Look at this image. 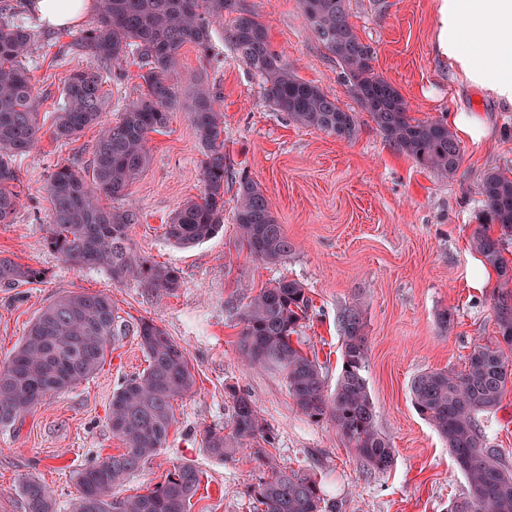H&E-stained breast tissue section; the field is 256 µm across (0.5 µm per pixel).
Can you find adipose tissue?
I'll return each mask as SVG.
<instances>
[{"label": "adipose tissue", "instance_id": "ef3b65f1", "mask_svg": "<svg viewBox=\"0 0 512 512\" xmlns=\"http://www.w3.org/2000/svg\"><path fill=\"white\" fill-rule=\"evenodd\" d=\"M99 0H29V8L51 28L75 27L97 11ZM436 52L451 77L512 109V0H439ZM487 37L474 46L469 28Z\"/></svg>", "mask_w": 512, "mask_h": 512}]
</instances>
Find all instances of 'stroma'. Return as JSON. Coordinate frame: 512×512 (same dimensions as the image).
<instances>
[{
	"mask_svg": "<svg viewBox=\"0 0 512 512\" xmlns=\"http://www.w3.org/2000/svg\"><path fill=\"white\" fill-rule=\"evenodd\" d=\"M8 2L15 22L38 30L25 64L40 96L41 131L36 147L13 161L20 206L13 223L0 224V256L43 269L46 277L0 288V364L54 299L105 293L126 324L147 318L165 329L186 349L195 376L192 391L173 403L175 423L166 444L114 488L115 496L146 492L174 464L186 462L203 473L191 512H253L251 492L275 467L313 475L325 498L342 501V512H448L466 481L445 439L415 410L410 385L425 371H463L472 346L497 336L498 277L479 290L467 277L477 256L471 245L475 230L500 234L477 184L489 170L512 168V111L450 82L448 66L435 52L436 0H350V21L374 47L375 70L398 89L412 117L449 120L467 111L490 120L488 140L461 141L462 162L449 179L419 166L383 137L310 30L300 0L240 4L259 15L272 50L291 70L355 112L351 139L298 125L269 106L258 78L225 41L223 24L213 25L208 55L183 47L169 124L150 134L149 164L126 197L141 215L129 232L133 246L181 276V288L167 296L136 281L116 284L100 268H74L46 246L47 185L60 166L87 167L99 134L100 126H93L66 144L51 135L62 81L88 61L76 40L97 20L51 29L39 24L27 0ZM200 80L219 94L224 114V226L181 248L165 237L163 226L203 188L201 146L189 119L191 90ZM142 83L134 59L113 69L104 85L108 103L100 125L115 121L138 98ZM244 175L263 190L294 245L281 263L255 258L241 241L234 213ZM283 277L301 282L312 300L300 336L330 389L342 367L337 316L363 300L364 376L377 428L394 448L389 468L367 466L330 419L302 413L281 374L241 361L245 306ZM445 308L454 319L444 330L437 314ZM146 365L138 336L117 337L92 377L47 397L15 425L0 426V512H25L21 483L28 478L50 488L55 512H71L74 472L122 452L124 443L108 420L112 395ZM233 388L251 397L270 438L222 461L202 448L201 433L226 426ZM480 425L512 470V392L481 416ZM260 447L266 456H257Z\"/></svg>",
	"mask_w": 512,
	"mask_h": 512,
	"instance_id": "35a3bbf8",
	"label": "stroma"
}]
</instances>
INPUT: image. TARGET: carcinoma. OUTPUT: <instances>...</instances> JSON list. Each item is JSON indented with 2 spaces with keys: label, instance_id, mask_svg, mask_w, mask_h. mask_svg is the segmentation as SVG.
<instances>
[{
  "label": "carcinoma",
  "instance_id": "obj_1",
  "mask_svg": "<svg viewBox=\"0 0 512 512\" xmlns=\"http://www.w3.org/2000/svg\"><path fill=\"white\" fill-rule=\"evenodd\" d=\"M312 32L336 58L343 79L376 126L419 165L443 177L454 175L462 149L448 122L418 120L384 76L375 71L374 48L350 22V0H301ZM232 15L226 41L260 79L266 98L293 121L351 139L356 114L345 110L315 84L301 80L272 51L259 16L239 0H100L97 25L82 33L77 45L90 59L85 68L63 80L52 136L73 140L97 122L107 97L105 73L132 56L144 70V90L126 105L120 119L101 129L88 169L63 165L47 186L51 208L45 243L77 268L102 267L112 281L136 280L158 294L181 286L174 269L156 264L132 247L129 230L140 223L136 209L103 205L127 195L149 162V134L166 128L174 103L172 78L180 51L192 45L208 55L211 29ZM34 32L0 21V224L13 222L19 194L12 158L38 142L37 92L24 64ZM217 95L203 84L192 92L190 120L202 147L203 190L164 225L173 243L191 246L213 235L224 223V115ZM235 221L250 253L266 263L288 256L292 245L270 201L248 178L240 180ZM478 194L499 224L501 236L480 231L472 245L492 266L502 285L512 283V264L503 256L504 237L512 233V175L485 173ZM45 278V271L0 257V287L15 288ZM310 298L303 285L283 278L260 290L246 305L239 342L241 358L251 365L282 373L296 406L309 417H329L349 447L377 469L393 460L389 440L376 428V412L363 372L367 362L363 309L359 303L338 315L342 337V371L327 392L320 365L293 340L307 316ZM499 339L474 345L461 372L428 371L411 382L412 401L448 442L467 488L448 512H512V472L499 450L487 445L479 417L500 406L512 390V291L495 301ZM127 325L104 294L74 292L48 304L31 323L9 361L0 366V425L24 418L48 395L65 392L94 375L104 364L112 340ZM148 365L112 394L108 419L125 442L124 452L110 455L75 474L78 495L72 512H190L203 472L182 463L160 485L143 494L112 496V489L138 471L167 442L175 422L172 401L190 392L195 379L186 349L152 319L135 324ZM229 431L207 429L202 446L220 459L233 457L246 441L266 438L269 427L250 397L231 390ZM25 512H54L49 488L29 479L22 483ZM257 512H342V504L321 495L317 480L295 471H274L254 489Z\"/></svg>",
  "mask_w": 512,
  "mask_h": 512
}]
</instances>
